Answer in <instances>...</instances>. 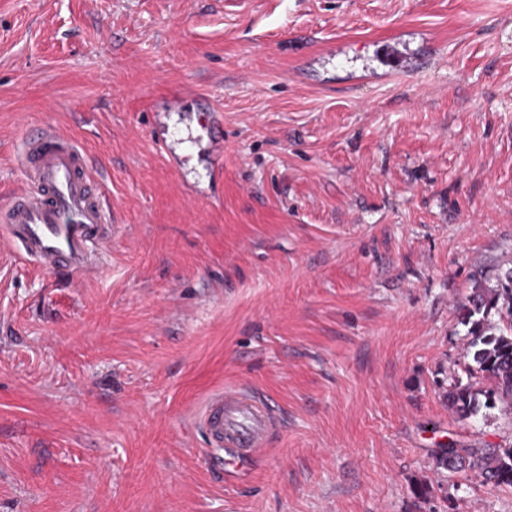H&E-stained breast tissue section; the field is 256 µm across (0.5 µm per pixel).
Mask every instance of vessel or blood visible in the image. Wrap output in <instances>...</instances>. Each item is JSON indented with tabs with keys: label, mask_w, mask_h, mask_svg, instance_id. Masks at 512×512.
<instances>
[{
	"label": "vessel or blood",
	"mask_w": 512,
	"mask_h": 512,
	"mask_svg": "<svg viewBox=\"0 0 512 512\" xmlns=\"http://www.w3.org/2000/svg\"><path fill=\"white\" fill-rule=\"evenodd\" d=\"M25 184L0 210V235L34 264L81 276L96 268V248L111 212L83 148L52 125L29 129L22 142ZM210 449L246 462L278 430L267 399L238 388L212 394L196 416Z\"/></svg>",
	"instance_id": "b4317fda"
}]
</instances>
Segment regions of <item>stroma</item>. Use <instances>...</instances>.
I'll return each instance as SVG.
<instances>
[{"instance_id":"1","label":"stroma","mask_w":512,"mask_h":512,"mask_svg":"<svg viewBox=\"0 0 512 512\" xmlns=\"http://www.w3.org/2000/svg\"><path fill=\"white\" fill-rule=\"evenodd\" d=\"M43 123L114 222L73 282L0 239V512H512L434 464L512 448L448 401L512 267V0H0V209ZM242 386L281 428L230 472ZM196 425L211 450L231 451L233 459L248 462L278 430L274 407L257 392L238 388L212 394L196 416Z\"/></svg>"}]
</instances>
